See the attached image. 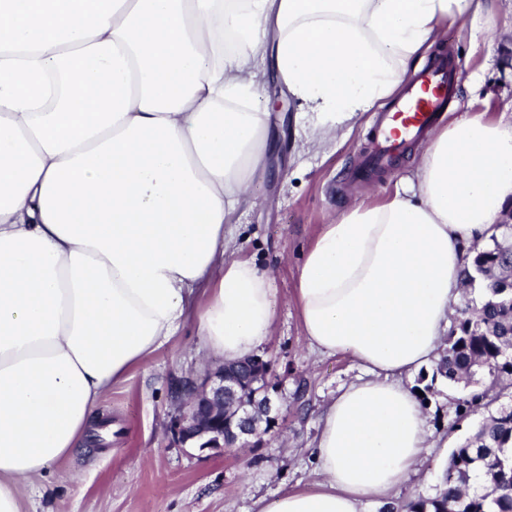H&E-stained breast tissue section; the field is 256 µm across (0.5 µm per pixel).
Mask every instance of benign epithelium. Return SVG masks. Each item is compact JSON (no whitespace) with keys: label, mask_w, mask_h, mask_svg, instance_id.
I'll list each match as a JSON object with an SVG mask.
<instances>
[{"label":"benign epithelium","mask_w":512,"mask_h":512,"mask_svg":"<svg viewBox=\"0 0 512 512\" xmlns=\"http://www.w3.org/2000/svg\"><path fill=\"white\" fill-rule=\"evenodd\" d=\"M259 378L265 386L252 396L244 395L241 384L221 366L205 375L190 389L184 409L169 425L172 438L181 446L201 451L245 448L254 440L274 432L280 416L270 389L271 366L256 356Z\"/></svg>","instance_id":"1"}]
</instances>
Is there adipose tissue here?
<instances>
[{
	"mask_svg": "<svg viewBox=\"0 0 512 512\" xmlns=\"http://www.w3.org/2000/svg\"><path fill=\"white\" fill-rule=\"evenodd\" d=\"M491 0H0V512L74 453L106 390L195 312L205 351L253 355L268 273L232 257L274 138L276 74L324 152L391 96L440 26ZM512 203V122L434 134L381 202L324 225L300 269L309 346L366 371L322 410L318 480L259 512H362L415 482L432 444L404 379L438 360L470 250Z\"/></svg>",
	"mask_w": 512,
	"mask_h": 512,
	"instance_id": "adipose-tissue-1",
	"label": "adipose tissue"
}]
</instances>
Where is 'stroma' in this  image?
<instances>
[{
  "mask_svg": "<svg viewBox=\"0 0 512 512\" xmlns=\"http://www.w3.org/2000/svg\"><path fill=\"white\" fill-rule=\"evenodd\" d=\"M494 14L489 27L460 18L421 55L426 64L444 50L460 63L457 100L444 122L464 115L512 118V0H495ZM255 106L272 120H285L288 143L249 185L250 203L232 227L231 248L271 273L275 320L258 354L271 365L282 404L281 434L222 455L173 441L169 424L180 392L223 363L201 349L190 317L176 336L107 390L99 443L53 462L44 477L25 487L28 512H255L257 500L269 503L284 489L313 482L311 445L319 409L364 370L351 355L326 356L308 347L295 302L303 256L323 225L345 208L380 202L410 176L426 144L415 143L393 168L359 180L354 172L370 147V122L381 102L366 106L326 155L293 149L303 135L295 119L302 105L275 80L262 86ZM464 394L463 386L443 379L429 393L424 409L439 442L433 456H440L441 445L453 448L468 437L471 421L455 414Z\"/></svg>",
  "mask_w": 512,
  "mask_h": 512,
  "instance_id": "35a3bbf8",
  "label": "stroma"
}]
</instances>
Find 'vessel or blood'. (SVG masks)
<instances>
[{
  "instance_id": "1",
  "label": "vessel or blood",
  "mask_w": 512,
  "mask_h": 512,
  "mask_svg": "<svg viewBox=\"0 0 512 512\" xmlns=\"http://www.w3.org/2000/svg\"><path fill=\"white\" fill-rule=\"evenodd\" d=\"M457 66L440 56L420 70L376 118L373 153L368 168L385 169L402 156L408 144L423 139L456 95Z\"/></svg>"
}]
</instances>
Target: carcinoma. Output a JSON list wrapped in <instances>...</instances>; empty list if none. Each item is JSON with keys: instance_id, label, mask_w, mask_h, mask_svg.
<instances>
[{"instance_id": "carcinoma-1", "label": "carcinoma", "mask_w": 512, "mask_h": 512, "mask_svg": "<svg viewBox=\"0 0 512 512\" xmlns=\"http://www.w3.org/2000/svg\"><path fill=\"white\" fill-rule=\"evenodd\" d=\"M470 296L433 372L469 388L457 404L466 419L512 396V250L499 237L463 270ZM389 512H512V406L489 414L451 452L438 492Z\"/></svg>"}]
</instances>
